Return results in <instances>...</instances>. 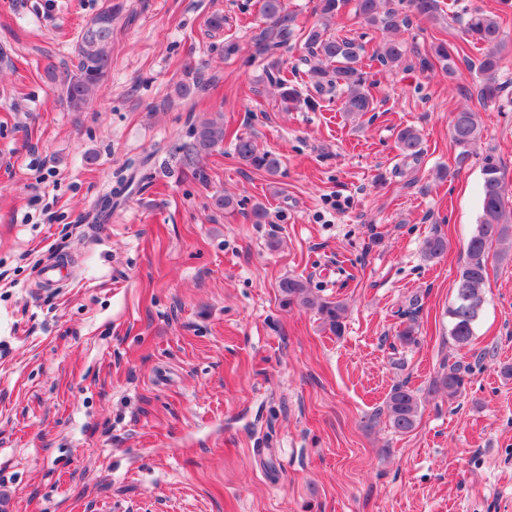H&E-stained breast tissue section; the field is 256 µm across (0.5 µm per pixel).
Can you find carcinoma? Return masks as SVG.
<instances>
[{
  "instance_id": "cac0c4a2",
  "label": "carcinoma",
  "mask_w": 512,
  "mask_h": 512,
  "mask_svg": "<svg viewBox=\"0 0 512 512\" xmlns=\"http://www.w3.org/2000/svg\"><path fill=\"white\" fill-rule=\"evenodd\" d=\"M354 5L355 15L365 24L383 25L387 30H396L407 23L394 11L380 12V0H319L317 10L326 18H333L347 4ZM411 12L417 16L438 20L442 8L439 0H410ZM261 11L266 27L255 36L252 42V56L267 62V67L277 71L278 76L269 77L280 90L285 104L298 101L300 92L290 86L288 77L282 74L279 60L274 58L277 50L288 44L294 32L295 16L286 10L283 0H262ZM112 6L98 12L82 27L74 48L73 68L67 70L64 80V94L67 107L73 112L82 111L92 99L95 90L107 77L111 67L112 48ZM462 34L466 42L479 47L480 57L468 63L481 81L478 93L486 101L500 97L503 86L498 76L503 64V52L507 45L500 18L496 15L475 11L465 21ZM305 45L311 56L320 64L309 69L312 87L318 95L338 92L343 98L344 112L349 115H362L374 110V97L370 85L360 65V47L352 41L324 37V31L317 25L304 32ZM375 55L385 65L400 63L406 55L404 46L396 41L384 43ZM441 64L444 76L453 79L457 74L450 46L437 41L430 44V57L422 58L423 65L430 67L429 58ZM483 125L479 113L462 107L454 113L451 122V138L457 148L458 168L466 166L472 148L482 138ZM224 122L204 117L191 125L188 140L178 147L185 165L193 168L199 178L204 172L199 162L211 155L224 144ZM421 138L417 129L405 127L399 132L398 148L406 158H414L420 153ZM237 158L245 165L277 174L281 161L268 152L257 150L249 136L237 135L234 138ZM150 157L145 156L127 161L126 169L132 171L127 177L121 176L98 200V219L109 220L112 208L128 191L135 173L148 166ZM498 246L504 254L512 250V197L503 181L501 165L488 154L484 157L483 181L481 186V212L466 246L465 259L455 281V298L448 307V331L455 347L463 351L471 346L475 336V324L484 308L483 288L487 276L489 254L493 246ZM448 251V239L435 234L424 239L422 252L425 258L434 260ZM285 306L317 307L322 322L330 332L339 336L347 307L341 300L320 301L312 295L307 282L300 278L287 277L278 285ZM408 322L397 331L400 343L409 345L417 341V329L413 311L404 312ZM469 366L457 361L442 372L435 380V388L453 400L466 391V376ZM420 401L413 390L404 383L392 386L384 406L378 415L386 418L388 425L396 432L406 434L416 427Z\"/></svg>"
}]
</instances>
